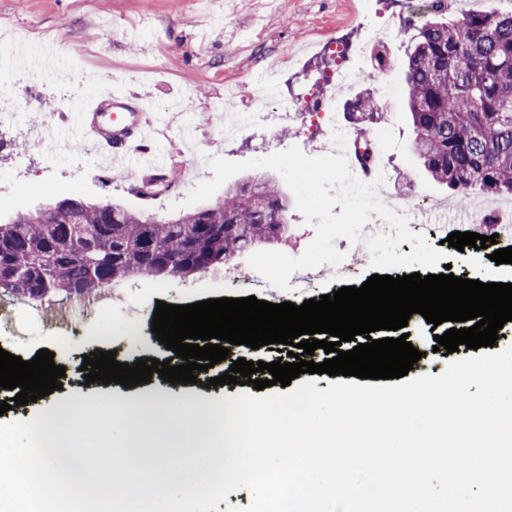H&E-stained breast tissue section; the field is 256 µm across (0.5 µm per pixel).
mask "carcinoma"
<instances>
[{"mask_svg": "<svg viewBox=\"0 0 512 512\" xmlns=\"http://www.w3.org/2000/svg\"><path fill=\"white\" fill-rule=\"evenodd\" d=\"M429 14L407 54L410 151L461 201L472 190L511 197L512 14ZM252 189L265 191L276 208H256ZM53 206L75 227L98 231L91 258L77 254L64 225L51 223ZM287 232L288 202L269 180L231 189L223 202L171 223L117 203L62 199L0 223V296H31L46 286L53 296L101 294L129 275L167 278L175 257L187 277Z\"/></svg>", "mask_w": 512, "mask_h": 512, "instance_id": "cac0c4a2", "label": "carcinoma"}]
</instances>
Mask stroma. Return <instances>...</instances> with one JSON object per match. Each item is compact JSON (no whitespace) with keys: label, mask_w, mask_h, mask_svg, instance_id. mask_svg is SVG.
Instances as JSON below:
<instances>
[{"label":"stroma","mask_w":512,"mask_h":512,"mask_svg":"<svg viewBox=\"0 0 512 512\" xmlns=\"http://www.w3.org/2000/svg\"><path fill=\"white\" fill-rule=\"evenodd\" d=\"M404 13L402 0H0V78L7 97L17 99V117L0 119V218L61 198L86 203L117 202L131 210H146L160 220L190 213L185 200L202 182L212 180L210 159L241 162L296 146L313 155L318 144L299 120L261 118L251 131L231 141L215 135L221 120L217 106L236 99L237 88L274 59H281L282 92L304 96L322 92V78L335 62L320 54L319 43L336 39L357 43L362 22L377 12ZM411 27H403L390 50L395 65L381 73L368 70L357 88L332 98L330 108L351 130L385 132L381 162L390 172L388 193L423 195L448 215L447 232L466 231L462 206L451 190L432 181L408 149L404 68ZM112 90H146L153 96L159 118L172 126L171 137L156 143L167 172L178 179L162 196L143 200L131 191L129 173L99 172L90 162L75 163L66 151L44 154L33 147L44 133V115L62 114L78 101L93 97L98 86ZM369 95L383 115L363 123L350 122L352 105ZM445 252L455 276L483 282L512 283V264H496L487 250H457L430 237ZM241 270L231 282L220 271L189 277L146 279L128 276L112 290L122 297L109 314L91 313L74 325L75 342L62 344L54 329L44 327L39 302L6 300L0 308L13 319L0 323V348L30 359L46 349L55 364L65 366L61 389L36 402L0 415L5 423L25 422L53 403L97 396L135 398L161 386L159 375L135 387L85 384L81 365L97 350L118 351L127 361L167 360L172 353L156 340L151 321L157 302L187 305L207 299L253 296L275 303L303 304L312 289L271 294L254 279L248 253L235 255ZM447 324L430 326L412 314L406 331L421 351L410 377L440 375L452 356L435 349V336Z\"/></svg>","instance_id":"1"}]
</instances>
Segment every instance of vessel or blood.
I'll list each match as a JSON object with an SVG mask.
<instances>
[{"instance_id":"1","label":"vessel or blood","mask_w":512,"mask_h":512,"mask_svg":"<svg viewBox=\"0 0 512 512\" xmlns=\"http://www.w3.org/2000/svg\"><path fill=\"white\" fill-rule=\"evenodd\" d=\"M70 140L94 149L110 163L134 168L145 180H165L154 154L156 131L149 93L106 91L77 103L65 116Z\"/></svg>"}]
</instances>
